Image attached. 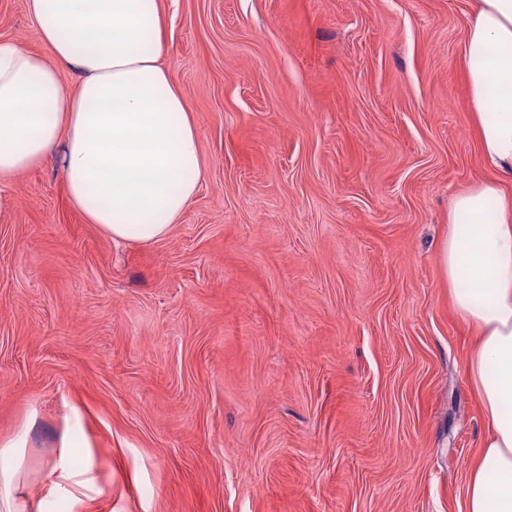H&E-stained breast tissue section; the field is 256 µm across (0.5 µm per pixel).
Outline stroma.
<instances>
[{"mask_svg": "<svg viewBox=\"0 0 512 512\" xmlns=\"http://www.w3.org/2000/svg\"><path fill=\"white\" fill-rule=\"evenodd\" d=\"M206 176L112 241L50 161L0 179V442L42 512L71 413L91 512H464L485 423L438 261L494 179L461 44L474 0H162ZM0 40L45 53L25 0Z\"/></svg>", "mask_w": 512, "mask_h": 512, "instance_id": "obj_1", "label": "stroma"}]
</instances>
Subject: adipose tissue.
<instances>
[{
	"label": "adipose tissue",
	"instance_id": "1",
	"mask_svg": "<svg viewBox=\"0 0 512 512\" xmlns=\"http://www.w3.org/2000/svg\"><path fill=\"white\" fill-rule=\"evenodd\" d=\"M51 57L0 41V175L57 158L68 197L113 240L162 238L205 175L200 134L163 61L161 0H26ZM471 119L496 179L456 194L438 260L448 297L472 329L466 371L486 433L465 512H512V0H478L461 46ZM77 79L65 91L60 75ZM26 432L0 445V512H30L19 487ZM79 426L46 481L77 512L94 462L74 469Z\"/></svg>",
	"mask_w": 512,
	"mask_h": 512
}]
</instances>
